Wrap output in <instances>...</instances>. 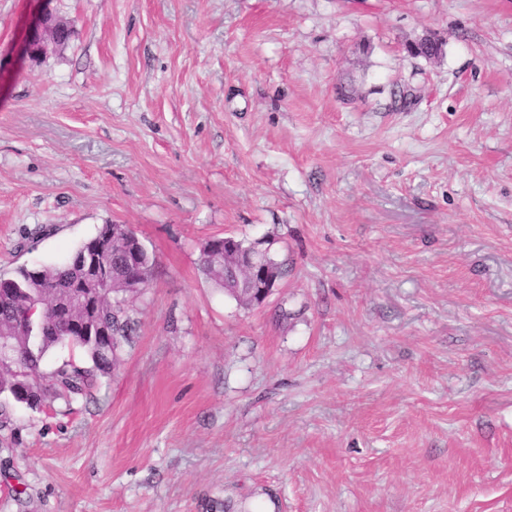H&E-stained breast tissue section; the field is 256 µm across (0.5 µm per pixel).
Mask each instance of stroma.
Wrapping results in <instances>:
<instances>
[{
    "mask_svg": "<svg viewBox=\"0 0 512 512\" xmlns=\"http://www.w3.org/2000/svg\"><path fill=\"white\" fill-rule=\"evenodd\" d=\"M104 224L156 260L133 339L0 394V512H512V0H0V274ZM53 27V17L49 13L40 16L29 28L25 39V50L30 55H40L46 51L47 36ZM238 250L240 269L245 272L248 279L253 284L258 286L262 304L273 291V289L268 288V284L270 283L269 272L257 255L258 249L256 245L251 248L249 246L243 247L238 245ZM203 266L204 270L209 277L212 279L216 285L220 286V288H224L231 296H233L240 304L244 306H252L254 304V296L249 292L247 288L241 289H233V288H225L224 287V274L221 275L217 273L213 268L209 260L203 257Z\"/></svg>",
    "mask_w": 512,
    "mask_h": 512,
    "instance_id": "35a3bbf8",
    "label": "stroma"
}]
</instances>
